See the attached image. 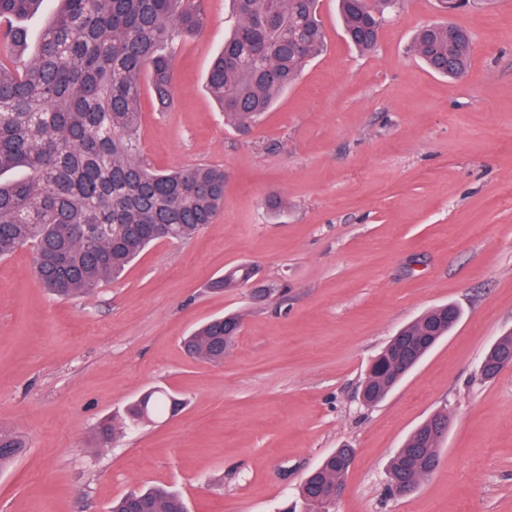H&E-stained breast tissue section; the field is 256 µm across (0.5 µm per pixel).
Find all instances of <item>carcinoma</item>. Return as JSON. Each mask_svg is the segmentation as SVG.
Masks as SVG:
<instances>
[{"label":"carcinoma","instance_id":"1","mask_svg":"<svg viewBox=\"0 0 512 512\" xmlns=\"http://www.w3.org/2000/svg\"><path fill=\"white\" fill-rule=\"evenodd\" d=\"M44 0H0V258L29 246L43 287L67 298L104 281L120 279L154 239V224L169 239H193L214 222L224 204V167L198 164L156 170L140 158L138 129L143 89L161 106L170 103L174 40L201 32L204 0H54L52 20L35 51L19 20ZM234 23L213 60L206 90L224 112V123L242 135L323 50L318 0H231ZM401 0H339L343 31L362 53L377 47L376 31ZM449 21L419 29L410 51L434 73H467L469 33L448 38ZM246 265L227 269L217 290L252 283ZM242 327L241 316L215 317L186 337V352L210 363L224 360ZM448 334V306L424 313L391 338L362 383L378 404L396 380L392 359L404 352L418 362L429 339ZM512 357V333L486 353L485 378ZM180 398L149 392L125 410L138 424L178 414ZM443 435L423 421L392 457L385 493L433 473ZM25 448L0 432V469ZM350 448H339L304 479L300 504L286 512H331L325 487L343 480ZM109 512H187L182 499L162 488L131 493Z\"/></svg>","mask_w":512,"mask_h":512}]
</instances>
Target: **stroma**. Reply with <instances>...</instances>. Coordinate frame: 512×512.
<instances>
[{"label":"stroma","instance_id":"obj_1","mask_svg":"<svg viewBox=\"0 0 512 512\" xmlns=\"http://www.w3.org/2000/svg\"><path fill=\"white\" fill-rule=\"evenodd\" d=\"M204 7V31L176 44L169 109L141 98L139 147L158 169L224 167L214 223L68 300L42 288L31 248L0 260V428L27 443L0 472V512H107L151 486L188 512H280L343 446L356 457L333 512H512V368L479 372L512 332V0L454 15L474 43L456 79L409 50L439 20L435 0H403L370 54L346 42L336 0H319L324 51L245 139L204 88L230 0ZM241 263L286 284V301L213 289ZM445 303L461 311L450 333L364 406L372 359ZM229 312L242 328L222 363L186 354L185 336ZM152 389L185 409L124 425ZM439 412L438 467L385 497L391 456ZM106 419L120 431L103 447Z\"/></svg>","mask_w":512,"mask_h":512}]
</instances>
